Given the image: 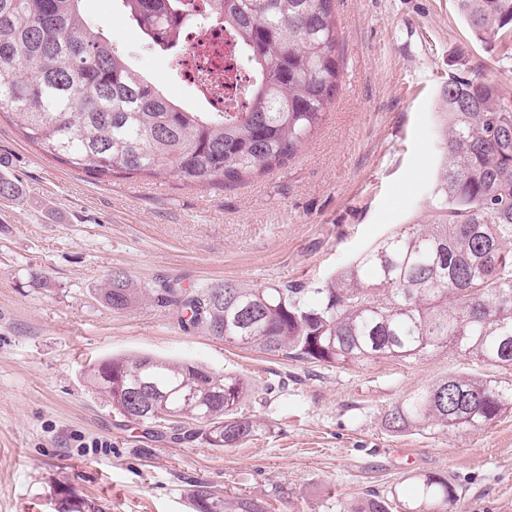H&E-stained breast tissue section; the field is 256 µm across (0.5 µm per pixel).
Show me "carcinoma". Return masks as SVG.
Returning <instances> with one entry per match:
<instances>
[{"mask_svg": "<svg viewBox=\"0 0 512 512\" xmlns=\"http://www.w3.org/2000/svg\"><path fill=\"white\" fill-rule=\"evenodd\" d=\"M82 0H0V115L45 155L108 176L172 173L189 185L234 184L284 165L315 132L341 77L335 0H221L240 66L259 75L243 112H195L138 74L80 9ZM160 50L176 48L181 0H118ZM473 37L512 34V0H456ZM442 149L427 214L403 224L317 288L222 282L191 292L144 288L114 270L100 299L123 311L148 297L176 304L188 324L242 348L312 363L410 360L454 348L512 369V100L457 70L441 88ZM509 295L506 301L503 296ZM112 410L138 422L199 424L213 448L257 431L240 411L241 376L143 354L87 371ZM512 409V377L439 379L386 415L396 433L483 427ZM193 512H264L204 485ZM419 497L454 512L447 479L419 480ZM57 512H100L64 495Z\"/></svg>", "mask_w": 512, "mask_h": 512, "instance_id": "carcinoma-1", "label": "carcinoma"}]
</instances>
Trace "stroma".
Segmentation results:
<instances>
[{
    "label": "stroma",
    "instance_id": "35a3bbf8",
    "mask_svg": "<svg viewBox=\"0 0 512 512\" xmlns=\"http://www.w3.org/2000/svg\"><path fill=\"white\" fill-rule=\"evenodd\" d=\"M129 62L195 105L177 62L115 0H84ZM340 87L285 166L222 186L173 175L97 176L46 156L0 119V512H55L67 492L102 512H190L202 483L264 512H360L418 500L435 474L457 512H512V413L477 429L389 431L388 410L449 374L490 366L441 351L413 361L310 364L225 343L151 300L115 311L108 274L193 289L234 280L314 288L400 225L423 220L440 151L438 91L463 68L512 96V39L476 41L453 0H336ZM187 360L249 379L259 430L213 448L189 430L133 423L86 381L113 356Z\"/></svg>",
    "mask_w": 512,
    "mask_h": 512
}]
</instances>
